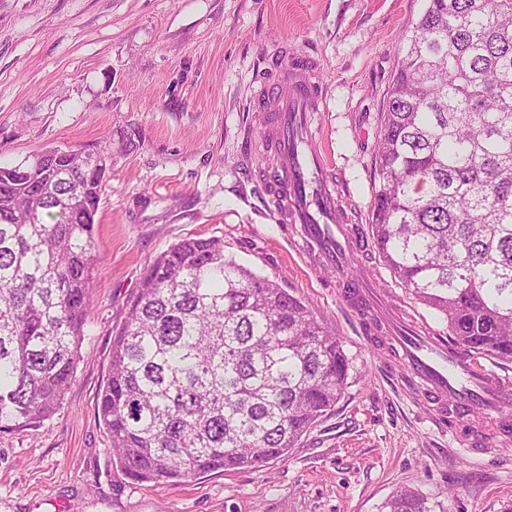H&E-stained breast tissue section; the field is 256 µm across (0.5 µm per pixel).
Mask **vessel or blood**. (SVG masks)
Returning a JSON list of instances; mask_svg holds the SVG:
<instances>
[{
  "mask_svg": "<svg viewBox=\"0 0 512 512\" xmlns=\"http://www.w3.org/2000/svg\"><path fill=\"white\" fill-rule=\"evenodd\" d=\"M321 99L318 67L303 53L294 58L287 80L262 84L258 100L269 105L275 120L268 132L271 156L259 174L276 220L298 225L307 248L323 264L343 268L351 266L364 245L347 234L343 187L330 154L314 134ZM352 288L355 310L381 314L385 338L405 366V383L435 405L439 424L493 414L505 424L503 436L512 435L506 427L512 419V375L484 368L447 337L405 321L371 282L357 279Z\"/></svg>",
  "mask_w": 512,
  "mask_h": 512,
  "instance_id": "obj_1",
  "label": "vessel or blood"
}]
</instances>
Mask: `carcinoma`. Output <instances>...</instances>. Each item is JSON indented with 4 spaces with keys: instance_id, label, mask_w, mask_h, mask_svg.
<instances>
[{
    "instance_id": "carcinoma-1",
    "label": "carcinoma",
    "mask_w": 512,
    "mask_h": 512,
    "mask_svg": "<svg viewBox=\"0 0 512 512\" xmlns=\"http://www.w3.org/2000/svg\"><path fill=\"white\" fill-rule=\"evenodd\" d=\"M381 116L369 236L457 348L512 364V0H426ZM0 166V422L50 417L75 378L98 264L102 157ZM334 328L274 280L186 238L147 267L97 413L134 483L288 455L341 398ZM387 512H431L410 489Z\"/></svg>"
}]
</instances>
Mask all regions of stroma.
<instances>
[{
  "mask_svg": "<svg viewBox=\"0 0 512 512\" xmlns=\"http://www.w3.org/2000/svg\"><path fill=\"white\" fill-rule=\"evenodd\" d=\"M424 0H0V165L50 149L105 155L94 231L100 263L76 377L39 425L0 429V512H384L412 489L435 512H512V439L482 416L487 453H462L395 379L399 364L364 335L335 270L304 255L252 175L267 159L254 98L293 53L316 57L331 154L356 238L366 236L375 147L397 50ZM277 280L332 325L350 359L335 408L288 455L186 482L137 484L112 463L97 415L112 330L147 265L185 238ZM375 277L417 326L444 316L397 285L375 248Z\"/></svg>",
  "mask_w": 512,
  "mask_h": 512,
  "instance_id": "35a3bbf8",
  "label": "stroma"
}]
</instances>
